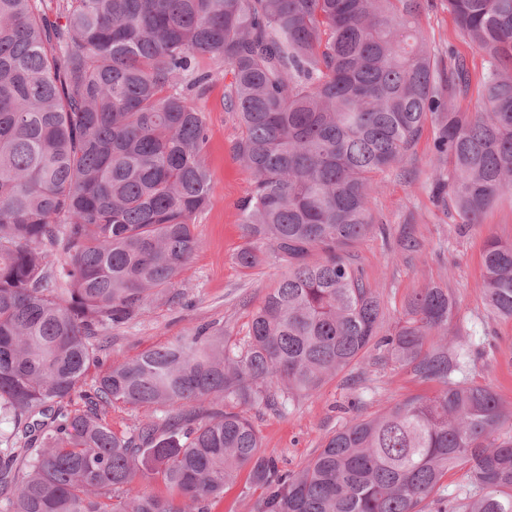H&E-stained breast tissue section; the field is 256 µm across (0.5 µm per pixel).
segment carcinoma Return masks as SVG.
<instances>
[{
  "mask_svg": "<svg viewBox=\"0 0 512 512\" xmlns=\"http://www.w3.org/2000/svg\"><path fill=\"white\" fill-rule=\"evenodd\" d=\"M481 58L426 48L428 0H0V512H210L238 472L259 512H512V423L467 376L448 289L421 288L393 331L350 261L376 177L435 126L433 193L478 224L512 191V0H446ZM224 62L252 172L238 262L288 266L243 342L201 324L103 367V336L174 286L206 207L205 112ZM479 76V105H461ZM482 294L512 319V242L487 240ZM376 344L434 395L357 416L300 470L262 450L247 408L294 397ZM224 404L206 419L185 406ZM120 403L159 415L112 431ZM460 470L475 493L448 499ZM160 482L147 492L135 478Z\"/></svg>",
  "mask_w": 512,
  "mask_h": 512,
  "instance_id": "obj_1",
  "label": "carcinoma"
}]
</instances>
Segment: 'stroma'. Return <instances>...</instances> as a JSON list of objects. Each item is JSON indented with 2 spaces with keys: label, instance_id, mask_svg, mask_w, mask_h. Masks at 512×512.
Returning a JSON list of instances; mask_svg holds the SVG:
<instances>
[{
  "label": "stroma",
  "instance_id": "35a3bbf8",
  "mask_svg": "<svg viewBox=\"0 0 512 512\" xmlns=\"http://www.w3.org/2000/svg\"><path fill=\"white\" fill-rule=\"evenodd\" d=\"M421 26L437 58L447 59L453 50L475 59L445 0H431ZM197 69L209 76L197 103L207 115L204 161L211 179L208 203L194 227L199 247L174 287L156 291L146 313L112 329L104 358L108 365L164 346L204 323H219L225 338L240 341L252 313L288 273L280 263L266 261L245 270L236 261L247 243L239 204L248 196L253 176L233 152L238 121L224 106L230 75L223 64L207 58L198 60ZM434 138V127L426 126L403 161L379 176L369 203L374 228L351 253L385 311L383 331L392 330L414 291L447 287L454 303L449 344L466 349L470 378L493 386L504 407L512 409V320L492 316L480 291L487 240L512 241V193L490 208L481 223H461L452 203L433 198ZM408 236L418 242L417 251L403 250L401 242ZM435 388L371 347L358 364L327 379L316 394L299 397L288 413L251 408L246 415L264 450L274 453L283 469L296 471L352 417L378 415Z\"/></svg>",
  "mask_w": 512,
  "mask_h": 512
}]
</instances>
